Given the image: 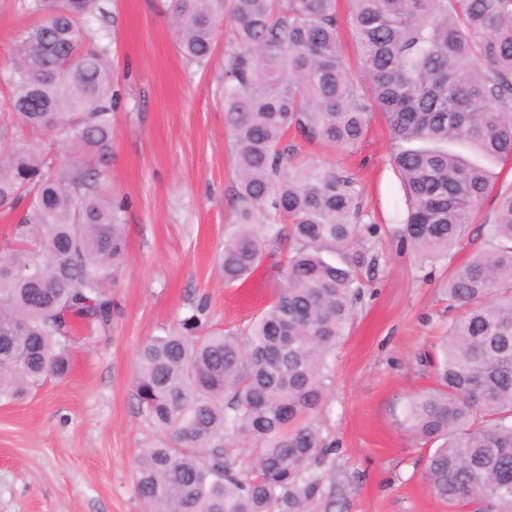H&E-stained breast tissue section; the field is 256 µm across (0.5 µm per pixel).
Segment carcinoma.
<instances>
[{"instance_id": "cac0c4a2", "label": "carcinoma", "mask_w": 512, "mask_h": 512, "mask_svg": "<svg viewBox=\"0 0 512 512\" xmlns=\"http://www.w3.org/2000/svg\"><path fill=\"white\" fill-rule=\"evenodd\" d=\"M26 25L8 84L28 128L65 129L71 158L52 164L24 143L0 160V206L30 198L0 257V397L22 398L72 367L76 328L107 331V284L127 253L126 200L112 179L121 91L103 0H21ZM178 51L206 65L228 24L224 124L239 224L224 243L227 285L288 240L275 300L242 330L213 327L200 302L137 352L139 409L159 432L134 487L144 512H303L318 494L316 417L332 358L371 268L361 191L324 160L288 164L294 131L341 153L365 139L374 112L393 140L407 214L389 234L421 260L448 256L490 195L485 247L448 280L462 315L441 344L436 387L408 406L410 431L434 447L433 491L474 512H512V190L494 191L479 159L512 160V0H351L362 72L340 54L336 0H168ZM256 448L238 469L224 436Z\"/></svg>"}]
</instances>
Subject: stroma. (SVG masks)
I'll return each instance as SVG.
<instances>
[{"label": "stroma", "mask_w": 512, "mask_h": 512, "mask_svg": "<svg viewBox=\"0 0 512 512\" xmlns=\"http://www.w3.org/2000/svg\"><path fill=\"white\" fill-rule=\"evenodd\" d=\"M114 17V76L123 99L114 115L112 191L128 201L129 248L108 291V332L80 330L71 373L21 399L0 398V512H142L135 462L158 433L141 415L134 379L139 347L175 327L199 301L214 324L246 326L279 288L284 250L269 245L257 274L225 286L217 269L238 222L231 143L219 85L224 29L206 66L176 51L162 0H105ZM28 19L20 0H0V125L14 124L6 101L15 40ZM392 140L375 116L362 146L333 156L300 142V159L339 158L362 190L364 209L383 226L402 222L406 198L390 162ZM474 213L470 239L448 257L422 262L388 235L333 361L319 418L328 452L312 466L321 491L308 512H471L447 503L425 475L427 446L407 429L413 396L435 384V347L456 311L444 288L483 244Z\"/></svg>", "instance_id": "35a3bbf8"}]
</instances>
